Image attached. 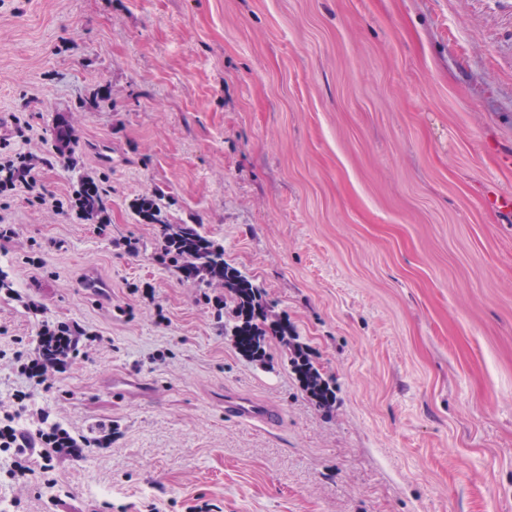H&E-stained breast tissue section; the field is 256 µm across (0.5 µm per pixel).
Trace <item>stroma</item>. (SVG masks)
<instances>
[{
  "instance_id": "1",
  "label": "stroma",
  "mask_w": 512,
  "mask_h": 512,
  "mask_svg": "<svg viewBox=\"0 0 512 512\" xmlns=\"http://www.w3.org/2000/svg\"><path fill=\"white\" fill-rule=\"evenodd\" d=\"M15 153L50 165L44 201L0 194V415L23 394L18 427L90 444L46 486L0 450L9 512H512V0H0ZM155 196L260 287L264 357L222 282L159 263ZM56 324L81 354L44 387ZM82 336V330L78 327L52 329L46 326L39 338L37 356L30 360L26 369L32 377L39 378V384H44L47 381V377H45L47 365L60 363L64 358H68L70 354H78ZM293 367L304 388L321 402L333 399V391L322 378L319 370L303 355L298 354L293 361ZM224 416L240 424L274 432L281 423L278 408L269 402L255 400L237 392H225Z\"/></svg>"
}]
</instances>
